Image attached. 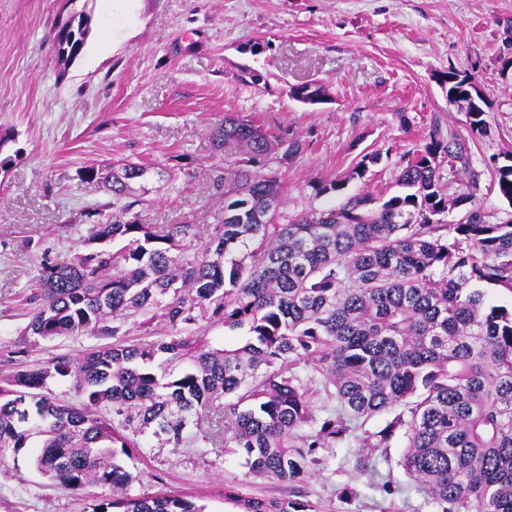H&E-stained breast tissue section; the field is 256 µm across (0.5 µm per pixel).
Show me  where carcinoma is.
<instances>
[{
  "label": "carcinoma",
  "instance_id": "1",
  "mask_svg": "<svg viewBox=\"0 0 512 512\" xmlns=\"http://www.w3.org/2000/svg\"><path fill=\"white\" fill-rule=\"evenodd\" d=\"M71 2L55 35L65 65L92 32L88 0ZM442 83L471 133L484 134L474 74L452 68ZM211 142L232 157L217 179L224 208L211 245L195 248L191 224L128 217L131 184L148 168L127 161L106 176L112 216L87 212L83 248L42 266L26 330L112 342L0 377V461L34 448L38 472L73 492L112 488L90 512H204L184 496H126L135 476L118 455L131 456L136 435L151 429L172 448L220 447L255 476L297 484L322 464L318 450L348 440L352 423L391 413L360 447L400 440L404 472L437 512H512V303L492 294L512 295V218L491 223L476 203L482 173L468 142L436 126L423 149L401 156L398 192L290 215L279 165L301 140L227 114ZM379 160L364 156L316 194L342 193ZM445 165L464 176V190L449 193ZM491 188L512 208V153L493 162ZM111 241L122 246L99 247ZM147 310L175 333L146 341L108 325ZM214 322L243 335L213 348L201 329ZM302 363L336 401L324 418ZM50 379L73 380L81 403L58 400ZM225 497L241 512H313L233 486Z\"/></svg>",
  "mask_w": 512,
  "mask_h": 512
}]
</instances>
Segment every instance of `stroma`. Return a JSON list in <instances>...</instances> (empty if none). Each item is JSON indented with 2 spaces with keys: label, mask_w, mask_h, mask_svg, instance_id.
Returning <instances> with one entry per match:
<instances>
[{
  "label": "stroma",
  "mask_w": 512,
  "mask_h": 512,
  "mask_svg": "<svg viewBox=\"0 0 512 512\" xmlns=\"http://www.w3.org/2000/svg\"><path fill=\"white\" fill-rule=\"evenodd\" d=\"M64 0H0V375L107 344L92 333L27 334L28 298L42 263L81 245L90 207L112 202L103 179L81 175L117 160L145 164V224L188 222L196 247L224 205L214 184L224 159L209 132L225 114L254 118L305 148L281 168L286 211L333 205L322 181L382 153L347 195L395 192L401 154L433 125L470 142L482 173L477 203L492 221L512 214L489 185L493 160L512 153V0H94L93 34L62 66L55 30ZM474 73L487 133L473 137L441 75ZM316 83L324 102L294 88ZM399 445L365 451L357 440L323 449L300 483L317 512H437L400 465ZM125 467L136 498L195 496L205 512H238L226 486L275 499L287 484L249 475L220 448H170L148 439ZM104 486L76 494L40 475L30 452L0 462V512H84Z\"/></svg>",
  "instance_id": "1"
}]
</instances>
